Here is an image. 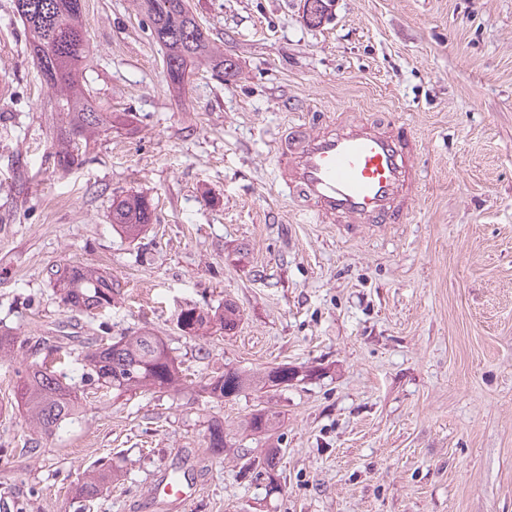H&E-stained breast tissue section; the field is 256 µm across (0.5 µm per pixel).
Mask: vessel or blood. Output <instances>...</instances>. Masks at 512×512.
I'll return each mask as SVG.
<instances>
[{
    "label": "vessel or blood",
    "instance_id": "1",
    "mask_svg": "<svg viewBox=\"0 0 512 512\" xmlns=\"http://www.w3.org/2000/svg\"><path fill=\"white\" fill-rule=\"evenodd\" d=\"M419 151L417 137L401 125L361 121L314 133L298 129L276 140V184L300 198L318 224H404L421 199ZM192 491L175 471L157 483L151 499L180 503Z\"/></svg>",
    "mask_w": 512,
    "mask_h": 512
}]
</instances>
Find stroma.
<instances>
[{"instance_id":"stroma-1","label":"stroma","mask_w":512,"mask_h":512,"mask_svg":"<svg viewBox=\"0 0 512 512\" xmlns=\"http://www.w3.org/2000/svg\"><path fill=\"white\" fill-rule=\"evenodd\" d=\"M235 76L200 70L184 98L137 0H86V82L126 115L88 160L57 168L60 118L0 0V488L14 512H159L148 489L182 468L200 486L178 512H512V0H190ZM405 123L426 172L407 224L346 233L314 223L276 187L271 144L332 119ZM153 205L142 238L112 227V201ZM55 266L119 285L112 307L64 305ZM236 304L232 332L197 337L181 309ZM180 364V390L115 396L85 385L53 434L15 404L19 371L140 331ZM301 381L225 401L200 390L233 366L276 364ZM281 427L272 478L206 448L260 404ZM119 478L89 502L88 471ZM229 437V433L224 432V424L218 419L209 421L207 427L208 448L212 454L221 455L234 444L231 443L233 437ZM230 444V445H229Z\"/></svg>"}]
</instances>
